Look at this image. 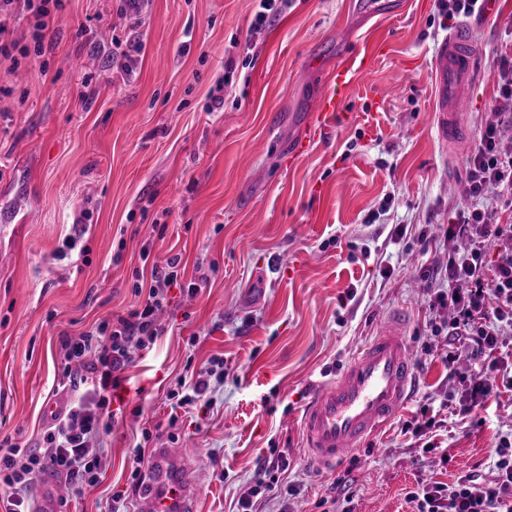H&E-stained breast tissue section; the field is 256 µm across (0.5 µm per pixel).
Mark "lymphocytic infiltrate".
<instances>
[{
  "label": "lymphocytic infiltrate",
  "instance_id": "f902f5d3",
  "mask_svg": "<svg viewBox=\"0 0 512 512\" xmlns=\"http://www.w3.org/2000/svg\"><path fill=\"white\" fill-rule=\"evenodd\" d=\"M65 8V0H0V60L13 66L44 55L51 26ZM27 22L30 39L19 44L13 32L18 19ZM505 113H497L481 128L478 143L468 158L466 179L476 205L459 213L446 227L448 262L429 278L427 324L432 335L444 337L448 363L467 352V365L458 371L462 387L460 415L484 408L493 396L492 372L505 364L500 338L512 332V224L494 222L493 212L478 207L489 190H496L501 208L512 211V155H501L497 144ZM469 249L454 250L456 240ZM496 240V260L486 261V242ZM149 246H142V260L150 261L147 289H136L137 301L126 314L102 320L60 343L59 386L67 398L41 437L40 450L10 441L0 442V512H30L27 492L35 478L54 471L71 487L72 494L97 485L103 469V437L111 430L115 413L112 393L135 351L152 347L165 332L160 314L174 302L172 289L196 296L201 285L184 283L181 259L150 260ZM221 358H211L191 378H177L168 392L178 406L210 403L214 383L224 380ZM496 478L485 481L468 472L452 484L419 481L408 499L416 512H512V435L501 436L492 452Z\"/></svg>",
  "mask_w": 512,
  "mask_h": 512
}]
</instances>
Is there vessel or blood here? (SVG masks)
<instances>
[{"instance_id":"b4317fda","label":"vessel or blood","mask_w":512,"mask_h":512,"mask_svg":"<svg viewBox=\"0 0 512 512\" xmlns=\"http://www.w3.org/2000/svg\"><path fill=\"white\" fill-rule=\"evenodd\" d=\"M372 53L357 54L338 68L318 101L305 142L321 140L342 118L351 84L366 74ZM478 65V50L469 25L449 32L435 52L437 139L452 145L468 138L459 107L470 91ZM407 316L399 310L385 319L375 335L358 349L340 374L318 386L300 418L308 458L320 465L345 461L351 452L378 434L407 403L415 359L406 336ZM192 459L164 447L152 451L150 476L144 483L136 512H196L198 488ZM64 494L62 483L51 482L37 498L34 512H56Z\"/></svg>"}]
</instances>
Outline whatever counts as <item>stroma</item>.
Here are the masks:
<instances>
[{
    "label": "stroma",
    "mask_w": 512,
    "mask_h": 512,
    "mask_svg": "<svg viewBox=\"0 0 512 512\" xmlns=\"http://www.w3.org/2000/svg\"><path fill=\"white\" fill-rule=\"evenodd\" d=\"M358 2L290 0L253 36L256 0H151L127 71L109 57L113 36L128 33L119 0H67L40 61L0 62V440L38 447L47 407L61 401V338L131 309L144 242L204 281L162 314L152 349L135 353L100 480L60 512H112L120 493L134 512L144 427L151 447L171 442L198 459V512H237L262 457L286 466L259 512H413L418 481L494 480L512 392L500 390L481 421L455 416L459 383L425 323V276L448 261L439 225L475 203L465 168L499 107L512 0H495L473 27L470 136L454 150L431 130L434 52L462 18L437 0L371 17ZM371 40L386 53L354 84L347 119L292 156L345 53ZM221 78L224 106L205 111ZM78 224V250L63 253ZM402 308L412 400L346 462L315 465L298 420L310 388ZM214 356L224 381L211 405L174 407L176 379ZM427 414L443 422L429 452L402 430Z\"/></svg>",
    "instance_id": "35a3bbf8"
}]
</instances>
